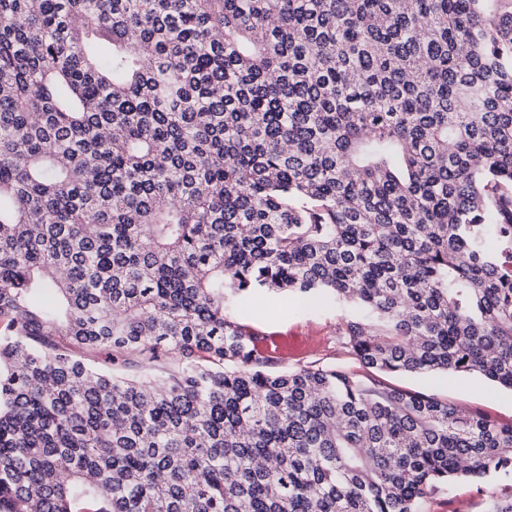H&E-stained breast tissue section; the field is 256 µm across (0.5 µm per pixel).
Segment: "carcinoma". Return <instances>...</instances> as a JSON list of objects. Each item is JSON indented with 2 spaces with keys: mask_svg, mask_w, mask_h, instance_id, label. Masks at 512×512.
I'll use <instances>...</instances> for the list:
<instances>
[{
  "mask_svg": "<svg viewBox=\"0 0 512 512\" xmlns=\"http://www.w3.org/2000/svg\"><path fill=\"white\" fill-rule=\"evenodd\" d=\"M256 292L360 308L379 375L512 391V0H0V512H420L512 474V423L269 370L224 310Z\"/></svg>",
  "mask_w": 512,
  "mask_h": 512,
  "instance_id": "cac0c4a2",
  "label": "carcinoma"
}]
</instances>
